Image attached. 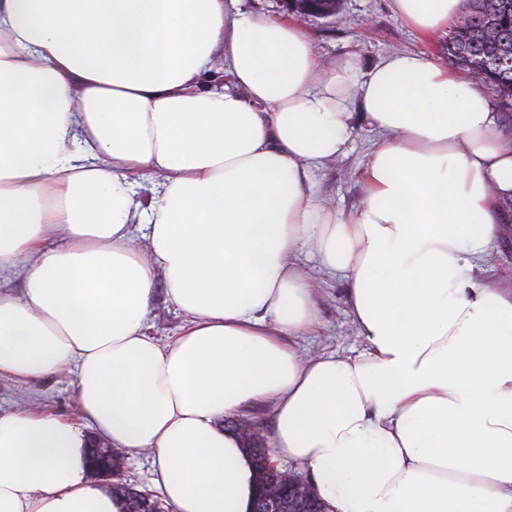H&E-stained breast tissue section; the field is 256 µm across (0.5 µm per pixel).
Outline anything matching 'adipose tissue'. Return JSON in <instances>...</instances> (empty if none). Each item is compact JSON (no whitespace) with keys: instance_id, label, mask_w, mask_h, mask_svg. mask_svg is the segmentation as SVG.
Listing matches in <instances>:
<instances>
[{"instance_id":"1","label":"adipose tissue","mask_w":512,"mask_h":512,"mask_svg":"<svg viewBox=\"0 0 512 512\" xmlns=\"http://www.w3.org/2000/svg\"><path fill=\"white\" fill-rule=\"evenodd\" d=\"M429 36L466 0H395ZM226 83L206 90L202 75ZM374 139L352 212L314 174ZM486 84L424 52L323 60L226 0H0V512H126L92 441L149 453L169 512H251L224 428L269 404L325 512H512V289L483 264L512 196ZM316 258L365 348L309 355ZM188 317L155 340L157 285ZM74 375L50 377L34 383H20L7 377L0 378L1 407H14L37 397L57 413L68 414L74 405Z\"/></svg>"}]
</instances>
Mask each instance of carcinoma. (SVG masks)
<instances>
[{"label": "carcinoma", "mask_w": 512, "mask_h": 512, "mask_svg": "<svg viewBox=\"0 0 512 512\" xmlns=\"http://www.w3.org/2000/svg\"><path fill=\"white\" fill-rule=\"evenodd\" d=\"M465 31L448 38V60L459 69L480 71L489 89L512 99V0H468Z\"/></svg>", "instance_id": "carcinoma-1"}]
</instances>
